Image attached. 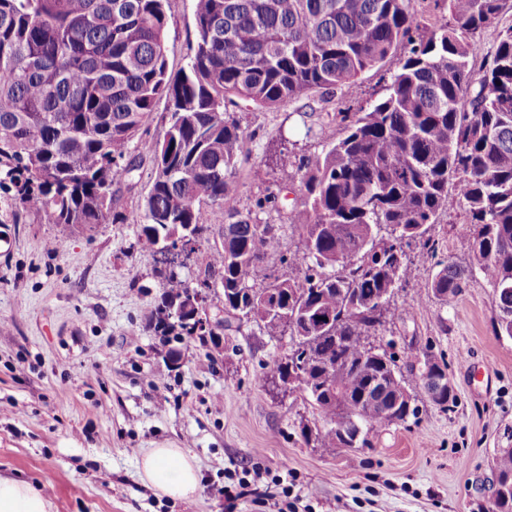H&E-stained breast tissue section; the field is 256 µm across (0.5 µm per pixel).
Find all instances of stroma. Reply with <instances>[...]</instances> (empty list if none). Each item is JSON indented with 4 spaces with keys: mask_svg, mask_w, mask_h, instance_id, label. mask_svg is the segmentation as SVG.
Returning <instances> with one entry per match:
<instances>
[{
    "mask_svg": "<svg viewBox=\"0 0 512 512\" xmlns=\"http://www.w3.org/2000/svg\"><path fill=\"white\" fill-rule=\"evenodd\" d=\"M166 10L175 75L193 54L192 0H168ZM389 76L371 70L285 108L238 109L252 161L283 152L266 182L246 179L241 210L276 194L258 219L285 227L286 186L301 159L340 137L339 113L368 106ZM167 110L158 101L133 141L139 170L120 185L113 209L131 210L147 194L149 147L164 137ZM463 221L458 209L431 226L436 256L410 248L394 316L373 339L399 357L444 358L458 404L447 413L419 400L415 417L377 429L370 447L354 452L305 443L302 427L322 420L297 394L267 384L289 344L255 324L185 337L179 368L167 369L171 344L146 321L162 294L159 257L139 225L0 224V474L40 489L50 512H283L291 498L296 512H489L493 460L512 448V339L494 331L493 291L480 274L455 297L410 304L438 262L468 264L469 244L456 231ZM283 242L292 249L299 237L285 227ZM468 362L490 364L492 377L469 382ZM157 447L194 456V498L161 497L141 475V454ZM256 462L264 471L256 493L226 507L217 487Z\"/></svg>",
    "mask_w": 512,
    "mask_h": 512,
    "instance_id": "stroma-1",
    "label": "stroma"
}]
</instances>
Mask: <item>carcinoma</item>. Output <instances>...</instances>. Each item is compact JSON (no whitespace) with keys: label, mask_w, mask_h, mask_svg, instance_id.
<instances>
[{"label":"carcinoma","mask_w":512,"mask_h":512,"mask_svg":"<svg viewBox=\"0 0 512 512\" xmlns=\"http://www.w3.org/2000/svg\"><path fill=\"white\" fill-rule=\"evenodd\" d=\"M167 0H0V192L18 224H138L145 244L190 253L203 232L199 207L224 229L201 284L223 290L230 331L254 323L302 348L289 390L324 421L306 440L363 448L378 427L418 412L396 357L369 337L392 314L409 262L406 247L442 214L465 212L459 228L474 269L489 283L495 332L512 339V0H443L451 23L414 37L416 0H193L194 52L168 73ZM499 27L480 72L473 41ZM384 93L344 115L343 137L299 166L288 227L303 246L281 251V224L239 209L250 134L227 106L281 108L355 81L396 56ZM164 99V139L151 148L155 177L137 208L112 211L114 187L138 169L130 145ZM279 256L286 271L269 270ZM472 269V270H474ZM472 270L439 263L411 296L446 300ZM192 286L164 277L147 326L194 336L197 320L175 316ZM331 321L324 320V317ZM339 365L328 380L326 368ZM415 387L441 410L454 389ZM492 512H512V448L494 461Z\"/></svg>","instance_id":"cac0c4a2"}]
</instances>
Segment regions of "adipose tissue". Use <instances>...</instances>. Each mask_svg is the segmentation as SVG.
Here are the masks:
<instances>
[{
	"mask_svg": "<svg viewBox=\"0 0 512 512\" xmlns=\"http://www.w3.org/2000/svg\"><path fill=\"white\" fill-rule=\"evenodd\" d=\"M140 469L157 492L169 499L184 500L199 489V470L184 449H147L141 456ZM0 512H50V503L29 482L0 475Z\"/></svg>",
	"mask_w": 512,
	"mask_h": 512,
	"instance_id": "adipose-tissue-1",
	"label": "adipose tissue"
}]
</instances>
